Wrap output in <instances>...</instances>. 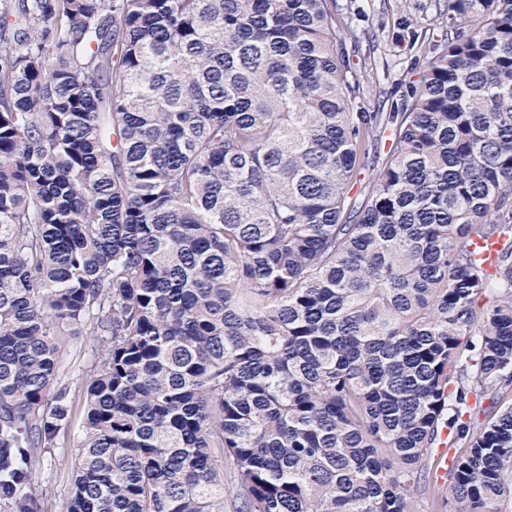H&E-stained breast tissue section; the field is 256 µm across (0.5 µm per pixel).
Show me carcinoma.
Segmentation results:
<instances>
[{"label":"carcinoma","mask_w":512,"mask_h":512,"mask_svg":"<svg viewBox=\"0 0 512 512\" xmlns=\"http://www.w3.org/2000/svg\"><path fill=\"white\" fill-rule=\"evenodd\" d=\"M445 2L386 115L329 0H0L3 512L82 334L66 512H418L444 431L442 507L505 512L512 0ZM390 145L391 141L388 140V137L384 138L379 145L378 152L375 153V157L371 155L370 159H365L364 166L357 177V183L350 194L352 197L355 196L358 202H361L366 195L372 169H377V166L381 165L388 154Z\"/></svg>","instance_id":"carcinoma-1"}]
</instances>
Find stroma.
<instances>
[{"mask_svg": "<svg viewBox=\"0 0 512 512\" xmlns=\"http://www.w3.org/2000/svg\"><path fill=\"white\" fill-rule=\"evenodd\" d=\"M441 0H336L337 18L346 22L345 37L352 67L363 77L369 111H390L403 104L410 85L425 66L422 45L410 42L404 21L437 37L443 34ZM95 355L85 336L74 338L64 359L71 418L52 448L40 449L32 485L40 512H65L72 488L71 462L81 436L85 379Z\"/></svg>", "mask_w": 512, "mask_h": 512, "instance_id": "35a3bbf8", "label": "stroma"}]
</instances>
